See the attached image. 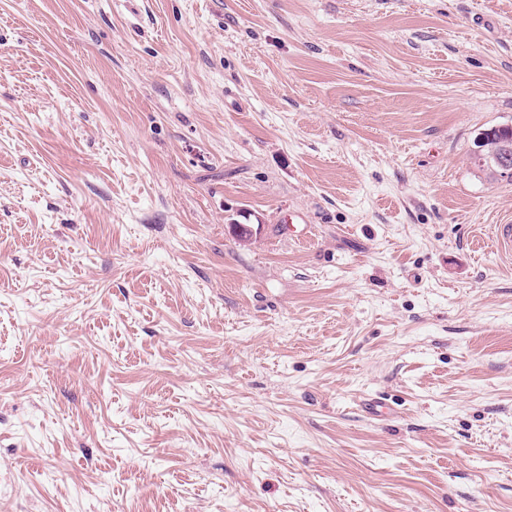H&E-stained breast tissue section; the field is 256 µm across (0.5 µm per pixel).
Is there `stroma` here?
Returning a JSON list of instances; mask_svg holds the SVG:
<instances>
[{
    "label": "stroma",
    "instance_id": "1",
    "mask_svg": "<svg viewBox=\"0 0 512 512\" xmlns=\"http://www.w3.org/2000/svg\"><path fill=\"white\" fill-rule=\"evenodd\" d=\"M510 124L512 0H0V512H512Z\"/></svg>",
    "mask_w": 512,
    "mask_h": 512
}]
</instances>
